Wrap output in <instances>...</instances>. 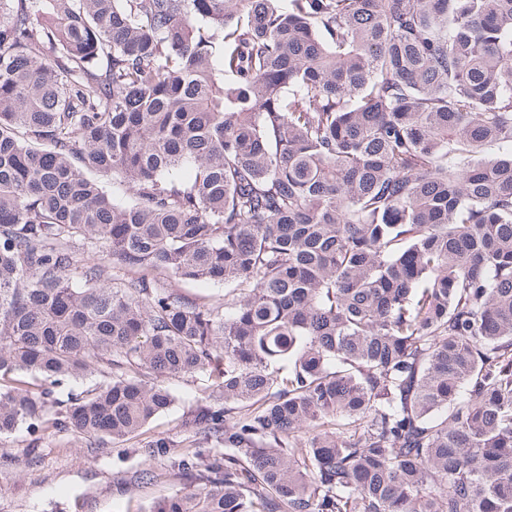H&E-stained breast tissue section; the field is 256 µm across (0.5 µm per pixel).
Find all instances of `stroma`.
Here are the masks:
<instances>
[{
	"instance_id": "35a3bbf8",
	"label": "stroma",
	"mask_w": 512,
	"mask_h": 512,
	"mask_svg": "<svg viewBox=\"0 0 512 512\" xmlns=\"http://www.w3.org/2000/svg\"><path fill=\"white\" fill-rule=\"evenodd\" d=\"M168 384L176 398L173 408L125 442L97 447L61 432L30 455L26 431L0 438V512H143L175 494L181 485L166 477L163 459H149L141 448L158 438L182 440L185 417L199 405L207 382L172 378ZM149 467L158 474L155 482L130 483L132 472Z\"/></svg>"
}]
</instances>
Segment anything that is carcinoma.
<instances>
[{
    "instance_id": "1",
    "label": "carcinoma",
    "mask_w": 512,
    "mask_h": 512,
    "mask_svg": "<svg viewBox=\"0 0 512 512\" xmlns=\"http://www.w3.org/2000/svg\"><path fill=\"white\" fill-rule=\"evenodd\" d=\"M201 376L149 512H512V0H0V436Z\"/></svg>"
}]
</instances>
